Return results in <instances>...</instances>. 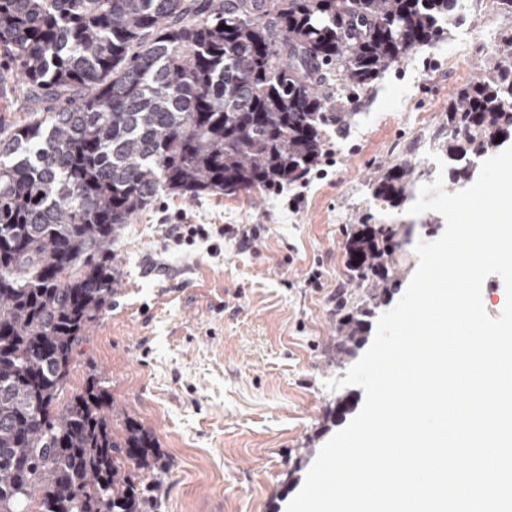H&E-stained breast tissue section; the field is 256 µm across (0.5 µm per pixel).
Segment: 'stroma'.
I'll return each instance as SVG.
<instances>
[{
	"instance_id": "1",
	"label": "stroma",
	"mask_w": 512,
	"mask_h": 512,
	"mask_svg": "<svg viewBox=\"0 0 512 512\" xmlns=\"http://www.w3.org/2000/svg\"><path fill=\"white\" fill-rule=\"evenodd\" d=\"M493 22L512 31V0H474L449 31ZM468 47L448 58L423 49L382 72L348 104L353 120L332 131L336 163L307 184L192 199L164 192L124 225L116 247L120 286L88 332L58 398L66 404L94 376L118 407L112 430L134 420L155 438L154 512H286L320 448L361 410V387L330 391L362 350L339 358L336 293L361 302L348 280L346 239L366 208L368 185L401 160L423 163L441 145L444 113L483 70L511 60ZM305 201L289 211L296 193ZM186 211L196 224H262L257 253L228 243L218 255L196 242L165 249L160 218ZM165 253L166 274L147 261ZM323 269L321 289L305 279Z\"/></svg>"
}]
</instances>
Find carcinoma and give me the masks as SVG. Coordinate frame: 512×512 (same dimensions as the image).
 <instances>
[{
  "label": "carcinoma",
  "mask_w": 512,
  "mask_h": 512,
  "mask_svg": "<svg viewBox=\"0 0 512 512\" xmlns=\"http://www.w3.org/2000/svg\"><path fill=\"white\" fill-rule=\"evenodd\" d=\"M457 0H0V512H146L150 432L112 431L93 377L56 400L88 329L108 311L121 227L162 191L233 194L295 182L329 138L331 100L370 88L444 40ZM512 66L448 102V181L512 135ZM46 98L63 102L40 110ZM417 167L369 185L398 209ZM415 221L361 216L346 240L349 281L380 305ZM374 310L336 294L338 351Z\"/></svg>",
  "instance_id": "obj_1"
}]
</instances>
